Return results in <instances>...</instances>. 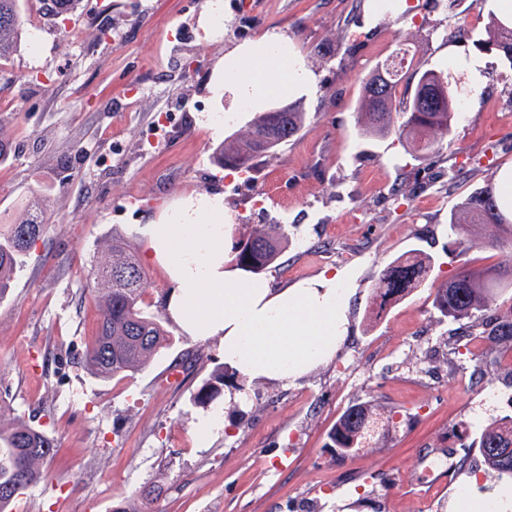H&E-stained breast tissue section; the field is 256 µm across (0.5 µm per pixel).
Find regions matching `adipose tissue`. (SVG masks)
Listing matches in <instances>:
<instances>
[{
  "instance_id": "adipose-tissue-1",
  "label": "adipose tissue",
  "mask_w": 512,
  "mask_h": 512,
  "mask_svg": "<svg viewBox=\"0 0 512 512\" xmlns=\"http://www.w3.org/2000/svg\"><path fill=\"white\" fill-rule=\"evenodd\" d=\"M224 83L239 100L313 87L288 55V40L270 33L224 58ZM232 215L220 196L184 203L145 232L149 256L174 283L167 310L196 342L218 339L225 365L249 380L287 386L331 356L345 335L350 290L345 277L321 276L285 288L244 278L228 266L224 246Z\"/></svg>"
}]
</instances>
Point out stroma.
Instances as JSON below:
<instances>
[{
    "instance_id": "35a3bbf8",
    "label": "stroma",
    "mask_w": 512,
    "mask_h": 512,
    "mask_svg": "<svg viewBox=\"0 0 512 512\" xmlns=\"http://www.w3.org/2000/svg\"><path fill=\"white\" fill-rule=\"evenodd\" d=\"M78 13L43 12L25 0L21 44L0 63V123L12 142L0 160V222L28 199H45L46 226L0 298V404L53 436L48 476L13 512H456L460 494L493 496L511 482L465 471L415 486L426 456L477 460L448 441L478 433L496 413L472 389L469 356L446 363L438 284L512 254L470 227L468 250L449 229L451 211L489 177L512 168V68L485 50L486 11L473 0H80ZM471 32L454 41L456 26ZM276 31L315 77L313 92L281 94L255 110L302 100L299 137L242 179L214 164V147L245 126L222 94L224 55ZM413 68L444 71L466 106L438 153L415 160L404 138L361 136L360 83L401 44ZM485 57L480 79L464 59ZM235 121L208 124L211 113ZM416 190L394 194L396 182ZM220 195L226 227L283 224L288 243L263 275L282 288L329 270L350 274L348 334L335 354L296 385L251 384L246 403L230 377L219 398L228 432L196 436L209 406L195 395L223 366L219 344L192 342L168 318L165 268L145 259V225L184 197ZM142 262L143 307L171 343L141 371L99 378L76 355L96 333L91 266L113 240ZM412 248L433 258L431 276L406 298L373 301L379 270ZM372 405L389 428L350 454L327 435L352 404Z\"/></svg>"
}]
</instances>
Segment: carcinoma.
Here are the masks:
<instances>
[{"label": "carcinoma", "mask_w": 512, "mask_h": 512, "mask_svg": "<svg viewBox=\"0 0 512 512\" xmlns=\"http://www.w3.org/2000/svg\"><path fill=\"white\" fill-rule=\"evenodd\" d=\"M21 0H0V59L12 54L20 43ZM488 46L512 68V19L491 16ZM406 120L399 127L394 116ZM460 116L456 100L443 73L436 69L389 72L383 63L366 76L360 85L357 123L367 139L387 136L394 129L406 135L407 147L419 159L427 160L451 133L452 120ZM307 119L301 103L295 101L255 112L245 126L226 137L213 149V161L225 168L250 171L278 147L296 138ZM460 209L470 223L486 224L496 233L512 235V221L501 211L494 180L476 189ZM43 206L34 203L10 224L0 225V299L7 292L11 275L23 256L43 235ZM288 229L279 226L271 234L262 225L238 231L232 246V261L246 273L258 274L273 264ZM432 259L413 249L386 265L379 273L376 294L384 299L403 298L419 287L431 269ZM512 275V264L498 269L467 271L440 284L433 306L440 318L459 327L448 330L458 353L460 340L481 334L491 347L512 352V306L508 311H490L495 291ZM89 279L104 287L103 308L96 335L81 355L83 362L99 377L109 379L141 370L168 342L161 322L141 307L146 275L135 255L118 240L112 241L109 256L92 265ZM495 359L479 358L471 377L491 381L500 375ZM227 370L213 371L198 390L195 399L206 404L217 399L224 389ZM369 405L356 403L338 419L328 438L330 447L346 451L360 447L374 423ZM481 457L483 472L498 479L512 475V421L494 422L478 439L470 442ZM55 440L45 432L23 422L4 425L0 407V512H12L22 491L44 479L43 464L55 455Z\"/></svg>", "instance_id": "obj_1"}]
</instances>
